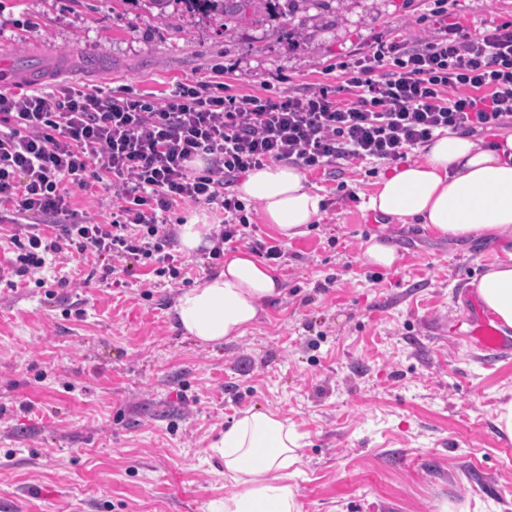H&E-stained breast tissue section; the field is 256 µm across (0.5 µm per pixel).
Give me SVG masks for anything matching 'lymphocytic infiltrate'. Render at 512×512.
<instances>
[{"label": "lymphocytic infiltrate", "instance_id": "obj_1", "mask_svg": "<svg viewBox=\"0 0 512 512\" xmlns=\"http://www.w3.org/2000/svg\"><path fill=\"white\" fill-rule=\"evenodd\" d=\"M512 128V24L470 32L435 12L431 35L371 46L344 65L336 89L291 90L271 98L225 95L223 83L178 84L162 102L105 96L66 85L48 92L0 88V209L45 217L13 224L7 287L73 249L119 260H155L156 276L185 279L170 253L174 206H215L209 251L248 241L277 264L283 249L247 235L250 222L230 187L271 162L311 170L405 162L435 133ZM204 168H194L196 160ZM112 190V218L78 224L69 207L90 181Z\"/></svg>", "mask_w": 512, "mask_h": 512}]
</instances>
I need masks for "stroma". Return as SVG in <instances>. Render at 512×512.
Segmentation results:
<instances>
[{"mask_svg":"<svg viewBox=\"0 0 512 512\" xmlns=\"http://www.w3.org/2000/svg\"><path fill=\"white\" fill-rule=\"evenodd\" d=\"M435 0H348L309 19L226 25L165 19L144 0H0V62L26 59L68 82L167 96L213 66L234 95L336 85L375 39L430 34ZM478 32L512 22V0H447ZM99 59L100 81L84 61ZM389 167L307 172L328 208L285 240L283 291L235 341L200 347L174 312L183 284L151 266L99 281L103 260L61 256L40 281L0 288V512H213L224 464L213 439L247 409L287 418L302 512H512V438L497 427L512 356L486 367L465 335L471 282L504 254L482 234L444 237L364 208ZM108 221L112 193L72 198ZM395 247L364 263L370 239ZM69 280L66 288L58 280ZM366 263L382 267H392L398 256L395 249L389 244L380 240H370L363 252Z\"/></svg>","mask_w":512,"mask_h":512,"instance_id":"obj_1","label":"stroma"}]
</instances>
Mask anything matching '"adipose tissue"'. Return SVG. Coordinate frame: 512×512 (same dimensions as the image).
<instances>
[{
  "instance_id": "obj_1",
  "label": "adipose tissue",
  "mask_w": 512,
  "mask_h": 512,
  "mask_svg": "<svg viewBox=\"0 0 512 512\" xmlns=\"http://www.w3.org/2000/svg\"><path fill=\"white\" fill-rule=\"evenodd\" d=\"M239 199L260 201L266 223L285 238L306 233L323 197L299 168L271 164L247 172ZM366 209L410 218L440 235L484 232L512 242V134L489 145L444 132L426 145L422 160L394 168L365 201ZM473 288L501 327L512 328V256L491 265ZM275 270L251 253H225L224 269L185 289L175 305L184 334L207 347L243 337L262 304L280 294ZM299 436L271 411H246L210 445L224 460L220 512H301L289 469L298 460Z\"/></svg>"
}]
</instances>
